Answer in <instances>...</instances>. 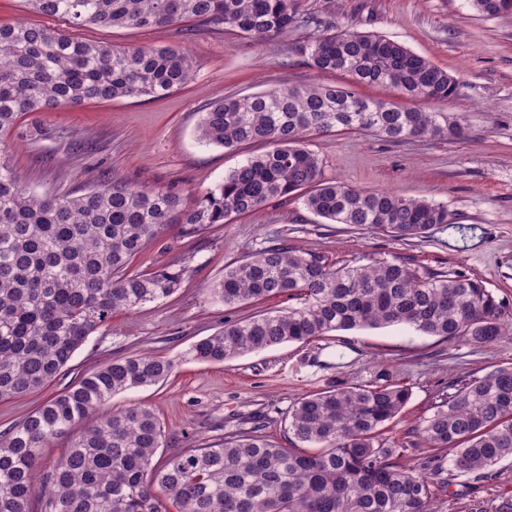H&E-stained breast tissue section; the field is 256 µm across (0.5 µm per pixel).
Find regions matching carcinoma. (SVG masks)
I'll list each match as a JSON object with an SVG mask.
<instances>
[{"instance_id": "cac0c4a2", "label": "carcinoma", "mask_w": 512, "mask_h": 512, "mask_svg": "<svg viewBox=\"0 0 512 512\" xmlns=\"http://www.w3.org/2000/svg\"><path fill=\"white\" fill-rule=\"evenodd\" d=\"M44 16L76 26L151 28L193 20L254 40L308 33L302 51L347 86L274 87L210 104L199 140L224 148L263 143L189 206L171 189L114 181L70 195L39 196L0 150V399L47 385L118 311L168 298L185 270H131L145 246L171 224L195 235L232 215L285 203L330 224L366 226L392 239L427 238L448 223L446 206L386 190L321 180L308 138L355 130L390 141L458 139L465 117L425 111L446 104L461 78L385 36L336 25L300 9L299 0H26ZM485 17L500 0H469ZM194 62L180 47L121 48L81 41L45 27L0 26V131L24 112H49L89 99L159 97L190 82ZM385 86L411 106L364 98L358 86ZM226 306L282 296L294 301L192 343L186 356L222 364L284 343H307L336 330L406 325L475 345L512 337V315L482 282L461 273L421 272L396 259L362 255L328 263L275 244L224 266L214 288ZM178 362L147 353L117 357L81 375L0 434V512H437L443 474L473 484L512 459V366L462 376L448 400L415 429L437 450L410 466L385 447V425L410 399L388 380L325 390L289 411L296 445L259 431L156 458L163 427L144 406L108 412L123 392L157 384ZM69 447L42 473L43 449Z\"/></svg>"}]
</instances>
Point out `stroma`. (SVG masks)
Wrapping results in <instances>:
<instances>
[{"instance_id":"stroma-1","label":"stroma","mask_w":512,"mask_h":512,"mask_svg":"<svg viewBox=\"0 0 512 512\" xmlns=\"http://www.w3.org/2000/svg\"><path fill=\"white\" fill-rule=\"evenodd\" d=\"M300 4L337 25L396 40L460 76L459 92L446 109L465 115V139L390 142L340 131L308 141L321 161L322 180L443 204L447 223L425 241H396L366 227L324 223L301 201L291 200L231 216L195 236L171 226L133 266L145 272L181 266L185 276L179 290L134 312L114 314L51 383L24 397L0 400V434L80 375L112 358L149 352L177 359L175 372L158 385L116 395L111 404L153 410L165 430L161 456L253 429L290 445L288 413L301 398L383 375L410 391L401 414L384 428L383 439L405 463L415 465L425 446L412 430L446 399L451 382L512 366V341L448 343L405 326L333 331L306 344L288 343L222 364L185 359L194 341L218 331L225 321L287 307V298L280 297L228 308L211 292L225 264L251 258L272 241L330 263L367 254L395 257L422 271L460 272L481 280L512 308V13L485 18L468 0ZM20 22L117 47L179 44L196 62L189 84L159 98L95 99L19 116L0 135V143L15 174L38 195L59 196L118 180L172 188L191 202L265 149L261 143L229 150L199 142L197 125L210 103L272 87L346 81L309 65L301 33L254 41L193 21L152 28L77 27L33 11L26 0H0V26ZM494 471L495 479L477 492L460 479L438 489V512H468L474 498L485 512H497L501 499L512 495V461L500 462Z\"/></svg>"}]
</instances>
